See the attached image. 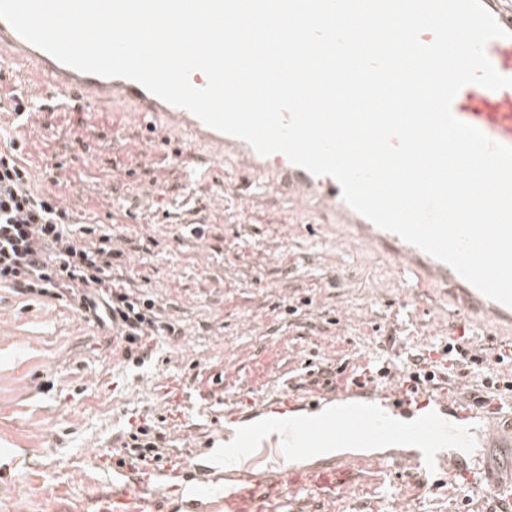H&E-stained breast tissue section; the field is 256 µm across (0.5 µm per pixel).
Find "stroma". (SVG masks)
I'll list each match as a JSON object with an SVG mask.
<instances>
[{"mask_svg": "<svg viewBox=\"0 0 512 512\" xmlns=\"http://www.w3.org/2000/svg\"><path fill=\"white\" fill-rule=\"evenodd\" d=\"M33 160L52 190L111 231L123 274L179 322L144 360L65 302L0 288V512H92L132 427L164 418L172 448L203 442L286 394L340 383L447 343L463 315L430 288L410 293L394 259L360 240L298 225L301 206L243 199L229 174L190 182L207 153L164 126L109 109L45 113ZM218 394L225 417L198 408ZM298 512H461L447 478L359 469L329 500Z\"/></svg>", "mask_w": 512, "mask_h": 512, "instance_id": "1", "label": "stroma"}]
</instances>
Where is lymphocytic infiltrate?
I'll list each match as a JSON object with an SVG mask.
<instances>
[{
	"instance_id": "f902f5d3",
	"label": "lymphocytic infiltrate",
	"mask_w": 512,
	"mask_h": 512,
	"mask_svg": "<svg viewBox=\"0 0 512 512\" xmlns=\"http://www.w3.org/2000/svg\"><path fill=\"white\" fill-rule=\"evenodd\" d=\"M24 149L21 139L0 140V288L30 299L62 300L86 320L111 324L126 342L129 358L144 337L174 334V324L158 316L154 298L113 280V261L120 253L113 250L111 236L98 234L96 225L75 222L44 187L53 172L33 173ZM94 234L99 246L82 245L83 237ZM441 352L451 367L482 375L485 398L512 391V380L497 372L508 361L503 352L485 346L475 353L455 339Z\"/></svg>"
}]
</instances>
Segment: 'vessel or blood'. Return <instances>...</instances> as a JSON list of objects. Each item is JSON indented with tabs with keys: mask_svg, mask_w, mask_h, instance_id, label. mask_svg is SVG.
<instances>
[{
	"mask_svg": "<svg viewBox=\"0 0 512 512\" xmlns=\"http://www.w3.org/2000/svg\"><path fill=\"white\" fill-rule=\"evenodd\" d=\"M506 35L490 41L486 52L495 69L512 77V0H482ZM0 69L35 71L50 85L49 96L56 107L75 104L92 109L117 97L128 103L144 126L165 118L180 130L188 145L216 147L219 162L233 161L241 193L254 191L284 194L289 198L313 199L319 210L332 213L366 245L394 257L405 282L436 283L445 286L453 303L471 315L477 325L494 324L502 333L512 334V307L484 296L447 264L429 256L394 233L382 230L349 207L341 188L329 175L315 176L293 165L281 153L259 156L245 141L202 122L190 111L171 105L147 91L139 83L122 77H103L82 72L58 61L37 45L23 39L0 20ZM454 115L483 131L489 138L512 146V86L489 90L476 84L464 86L452 103ZM338 397H366L387 400L390 408L408 407L419 411L412 427L398 426L384 414L352 407L338 417H325L301 425L287 426L285 441L274 449L277 459L331 441L363 443L393 438L410 443L408 453L360 458H329L302 473L292 475L277 467L261 471H239L233 483L203 484L197 480L195 452L180 459V489L192 498L194 512H285L294 487L335 490L350 481L355 466H402L415 473L440 469L450 480H461L481 498L491 501L496 512H512V479L497 476L482 457V448L495 447L502 432L496 420L485 421L480 447H473L469 433L459 430L449 435L447 413L455 417L474 416L475 392L459 384L429 386L405 380L400 370H392L386 380H371L361 386L341 382ZM112 489L98 498V512H162V496L167 491V475L155 470L152 479L142 480L134 468L117 467Z\"/></svg>",
	"mask_w": 512,
	"mask_h": 512,
	"instance_id": "b4317fda",
	"label": "vessel or blood"
}]
</instances>
